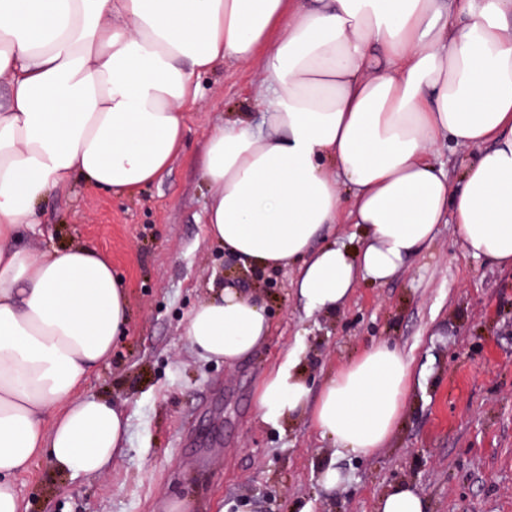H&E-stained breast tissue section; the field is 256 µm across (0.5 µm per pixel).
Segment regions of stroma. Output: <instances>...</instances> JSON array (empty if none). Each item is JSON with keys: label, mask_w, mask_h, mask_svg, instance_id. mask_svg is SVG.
I'll return each mask as SVG.
<instances>
[{"label": "stroma", "mask_w": 512, "mask_h": 512, "mask_svg": "<svg viewBox=\"0 0 512 512\" xmlns=\"http://www.w3.org/2000/svg\"><path fill=\"white\" fill-rule=\"evenodd\" d=\"M259 63L228 62L201 80L185 113L184 144L159 182L116 196L80 182L38 205L35 251L86 245L107 255L128 286L129 324L82 392L128 418L121 455L102 477L57 472L38 457L14 479L25 512H195L235 501L250 512H377L392 484L409 483L428 512H512V269L467 255L451 224L399 277L360 279L336 314L307 310L296 269L244 272L206 236L209 188L196 166L203 141L239 113L259 114ZM234 280L262 296L271 329L245 360L190 352L183 335L212 288ZM413 358L392 442L368 457L340 455L309 418L262 420L257 390L299 350L312 390L372 345ZM335 463L345 483L326 491Z\"/></svg>", "instance_id": "obj_1"}]
</instances>
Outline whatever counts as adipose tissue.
<instances>
[{
    "label": "adipose tissue",
    "mask_w": 512,
    "mask_h": 512,
    "mask_svg": "<svg viewBox=\"0 0 512 512\" xmlns=\"http://www.w3.org/2000/svg\"><path fill=\"white\" fill-rule=\"evenodd\" d=\"M260 61V121L240 115L196 157L211 241L244 268L296 265L314 310L359 278L386 281L455 224L466 252L512 267V0H0V512H23L13 479L38 455L102 476L128 424L81 394L128 323L102 253L21 247L38 204L74 180L129 193L180 152L199 78ZM468 150L449 184L435 155ZM349 250L325 241L340 217ZM190 349L232 365L268 336L262 300L214 289L189 315ZM413 360L378 344L312 392L294 362L257 391L263 419L309 414L339 452L391 441Z\"/></svg>",
    "instance_id": "adipose-tissue-1"
}]
</instances>
